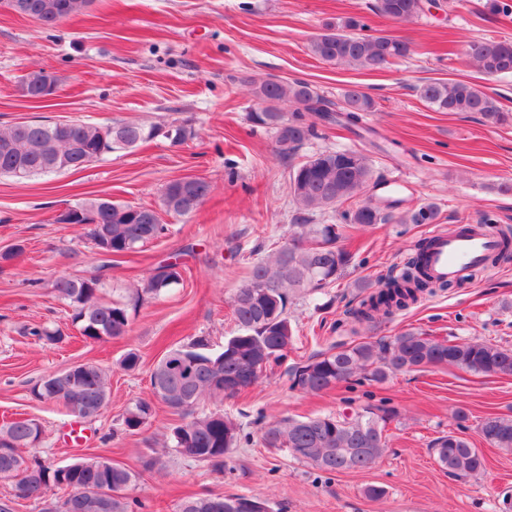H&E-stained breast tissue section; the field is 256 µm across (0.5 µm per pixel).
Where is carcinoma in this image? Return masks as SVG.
Segmentation results:
<instances>
[{
	"instance_id": "obj_1",
	"label": "carcinoma",
	"mask_w": 512,
	"mask_h": 512,
	"mask_svg": "<svg viewBox=\"0 0 512 512\" xmlns=\"http://www.w3.org/2000/svg\"><path fill=\"white\" fill-rule=\"evenodd\" d=\"M18 14L43 27H54L67 18L81 14L91 0H20ZM373 11L391 21H412L421 16L418 0H375ZM365 24L358 16L340 18L324 25V32L310 40L309 50L322 61L347 64L355 69L376 71L407 58L408 42L379 33H361ZM469 62L488 77L512 74V42L473 40L467 49ZM255 97L268 104L252 115L254 121L270 126L275 133L279 154L292 159L302 146L317 134L306 115L322 122L356 125L359 113L370 112L374 100L363 90L352 87L343 93L342 111L334 112L309 83L302 80L252 81ZM57 88V78L41 68L24 75L20 90L24 97L38 99L46 90ZM419 97L437 112L480 114L491 125L506 121L505 110L482 86L470 81H436L418 89ZM293 107L289 115L279 104ZM103 125L71 121L23 123L0 128V176L26 180L74 172L118 151H131L161 135L162 127L138 123L112 124V136L103 137ZM195 135L192 127L171 126L164 138L184 144ZM372 179L367 158L354 151L326 150L307 158L293 168L290 193L295 204L292 233L279 248L253 262L250 276L233 300L236 332L224 340L221 350L210 348L209 341L195 337L171 348L164 357L176 356L182 363L170 369L157 363L150 371L152 396L166 401L165 394H176L190 401L180 408H169L182 422L171 428L170 441L176 451L215 470L224 469V457L241 441H249L242 424L224 414L221 408L204 409L205 401L222 402L253 386L263 369L281 364L295 339V327L288 319L287 306L295 294L314 295L336 282L351 263L350 251L338 242L355 226L370 227L387 220L381 208L357 207L341 213L340 224H313L310 214L335 207L356 196ZM211 192V185L196 178L184 183L173 180L162 194L165 212L185 216L194 212ZM74 208L87 216L83 220L86 235L96 249L112 243V252L126 256L144 244L161 237L167 227L159 212L148 206H135L107 198L78 202ZM414 224H434L438 211L423 205L411 213ZM428 241L417 245L397 274L380 281L377 288L363 296L358 305L345 310L358 325L374 326L395 310H404L436 289L452 284L434 278L425 266ZM512 260V235L501 232V246L485 262L496 266ZM181 263H163L154 267L143 287L132 293L138 304L143 296H159L183 280ZM100 278L61 276L52 282L58 300L73 311V322L87 341L99 342L126 335L130 327L129 304L106 300L100 295ZM31 335L45 344L57 345L67 336L60 329L35 327ZM455 366L472 372L512 375V348L478 341L439 340L416 329L394 336H381L336 351L315 353L305 362L288 368L291 386L308 394H319L356 376L384 383L403 372L434 366ZM41 401L70 408L108 407L107 375L93 363L78 364L72 370L45 376L34 387ZM154 416L153 402L140 399L122 414L124 430L133 434L142 430ZM397 412L384 405H368L352 414L317 415L304 419L285 418L261 428L260 440L266 448H287L297 460L320 471L333 473L362 470L385 451L383 432ZM482 440L493 448L512 452V416L491 414L478 426ZM42 433L40 423L23 418L0 426V474L31 471L21 485V498L41 505V512H131L124 491L137 474L105 458L72 463L60 469L46 465L36 457H27L21 449L35 446ZM432 448L438 464L456 478L475 477L486 468L480 449L455 433L436 438ZM54 489L67 491L58 503L50 497ZM262 502L253 495L224 497L190 496L177 506V512H234L233 504Z\"/></svg>"
}]
</instances>
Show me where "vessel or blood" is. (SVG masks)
Here are the masks:
<instances>
[{"mask_svg": "<svg viewBox=\"0 0 512 512\" xmlns=\"http://www.w3.org/2000/svg\"><path fill=\"white\" fill-rule=\"evenodd\" d=\"M429 239L431 245L426 253L429 271L436 278L453 282L465 280L498 243L489 225L482 223L473 225L466 233L435 230Z\"/></svg>", "mask_w": 512, "mask_h": 512, "instance_id": "obj_1", "label": "vessel or blood"}]
</instances>
